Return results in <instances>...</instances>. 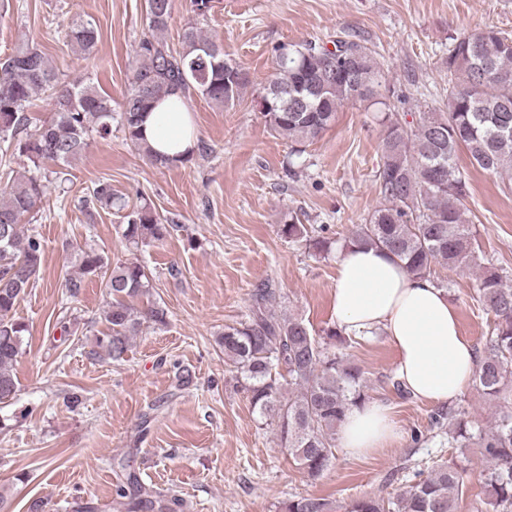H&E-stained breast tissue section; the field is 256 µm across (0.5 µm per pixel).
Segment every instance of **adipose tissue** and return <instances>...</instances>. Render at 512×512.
<instances>
[{
	"label": "adipose tissue",
	"instance_id": "ef3b65f1",
	"mask_svg": "<svg viewBox=\"0 0 512 512\" xmlns=\"http://www.w3.org/2000/svg\"><path fill=\"white\" fill-rule=\"evenodd\" d=\"M147 143L157 152L185 158L197 147L191 115L158 106L144 122ZM336 325L348 336L382 332L396 354L395 374L415 399L445 403L469 385L478 365L445 290L408 273L383 251L346 245L336 263L331 293ZM396 428L378 401L351 406L338 429L346 456L361 457L386 447Z\"/></svg>",
	"mask_w": 512,
	"mask_h": 512
}]
</instances>
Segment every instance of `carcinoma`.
I'll return each mask as SVG.
<instances>
[{
  "label": "carcinoma",
  "instance_id": "cac0c4a2",
  "mask_svg": "<svg viewBox=\"0 0 512 512\" xmlns=\"http://www.w3.org/2000/svg\"><path fill=\"white\" fill-rule=\"evenodd\" d=\"M174 0H146L151 36L136 51L129 87L119 119L131 145L151 163L169 166L143 142L144 113L174 93L200 94L224 105L240 98L248 73L224 57V47L190 24L181 47L163 39L172 20ZM99 31L90 20H76L66 32L67 46L91 55ZM336 54L313 41L285 43L275 49L276 72L261 99L269 128L304 144L323 136L346 105L381 113L385 127L382 163L376 181L385 204L349 238L380 248L401 261L406 270L430 278L436 267L479 271L478 301L496 317L486 339L474 379L484 395L512 402V288L498 271L485 266L473 246L472 225L464 200L468 179L457 164L463 149L473 164L495 174L512 171V35L495 28L463 32L442 59L448 74V99L443 109L419 111L408 122L391 110L394 94L376 52L352 38H338ZM45 94L51 116L33 123L28 110ZM114 113L109 96L82 79L60 78L55 61L37 45L18 44L0 59V143L39 169L47 163L67 167L94 134L112 131ZM38 176H23L0 186V403L16 392L13 367L23 353L27 325L14 317L15 307L38 276L44 247L34 235H24L23 221L45 195ZM85 208L122 210L112 185L99 183L82 200ZM122 236L129 246L160 241L174 229L148 206L125 216ZM281 233L305 242L314 255L325 256L332 242L309 234L295 219ZM103 275L112 301L103 310L108 331L95 338L89 355L114 361L124 358L130 342L146 323L167 325V311L156 305L140 310L130 300L150 294L145 267L137 260L114 264L90 250L81 255L79 272L65 288L77 296L88 276ZM276 289L263 284L252 294L247 318L224 327L220 345L233 364L236 380L251 408L275 423L282 447L313 480L334 459L336 431L353 405L365 402L363 373L353 362L330 350L344 339L336 325L317 334L303 318L278 315L271 306ZM449 443L455 448L478 445L488 463L483 479L486 512H512V413L475 435L458 425ZM464 470L454 463L436 465L431 473L388 499L362 497L346 512H457L465 488ZM118 499L129 500V512H183L184 501L143 485L135 472L115 488ZM333 500L301 496L281 503L279 512H337Z\"/></svg>",
  "mask_w": 512,
  "mask_h": 512
}]
</instances>
